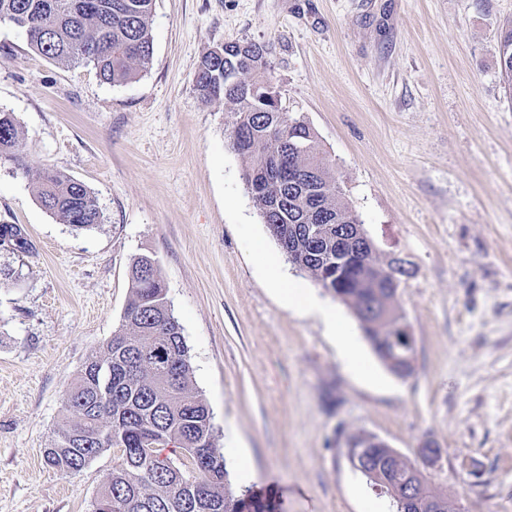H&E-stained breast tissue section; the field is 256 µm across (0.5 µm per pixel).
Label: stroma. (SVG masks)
Segmentation results:
<instances>
[{"mask_svg": "<svg viewBox=\"0 0 512 512\" xmlns=\"http://www.w3.org/2000/svg\"><path fill=\"white\" fill-rule=\"evenodd\" d=\"M512 0H155L153 56L123 84L38 54L0 23V111L23 148L0 156V512H91L113 451L79 475L43 450L70 420L62 394L122 323L129 270L152 257L188 346L235 494L283 512H388L349 438L411 460L462 512H512V90L500 35ZM259 43L290 115L318 137L380 260L404 257L398 301L416 339L401 378L344 304L290 263L354 335L374 371H346L318 316L261 273L280 257L231 146V103L195 90L201 58ZM83 182L105 215L76 231L37 198L39 174ZM247 452L256 480L237 479ZM13 255H23L30 252L31 244L25 229L19 224H0V249Z\"/></svg>", "mask_w": 512, "mask_h": 512, "instance_id": "stroma-1", "label": "stroma"}]
</instances>
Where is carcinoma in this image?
Returning <instances> with one entry per match:
<instances>
[{
	"instance_id": "carcinoma-1",
	"label": "carcinoma",
	"mask_w": 512,
	"mask_h": 512,
	"mask_svg": "<svg viewBox=\"0 0 512 512\" xmlns=\"http://www.w3.org/2000/svg\"><path fill=\"white\" fill-rule=\"evenodd\" d=\"M155 0H0V22L22 29L43 57L86 63L110 84L134 79L153 55L150 17ZM236 44L224 55L207 53L195 73V89L207 101L236 105L231 122L232 148L248 160L245 174L258 175L275 161L281 178L265 181L252 197L260 214L268 199L279 195L277 229L288 236L315 216L317 224L340 218L359 224L358 215L340 201L330 164L315 134L302 118L283 112L281 101L268 95L273 83L266 55L247 63L237 61ZM501 72L512 85V24L500 36ZM21 141L17 123L0 111V153L17 152ZM308 179L318 192L303 195L296 183ZM41 205L75 231L104 223L92 192L62 173L39 175ZM0 249L20 256L31 244L19 224H0ZM152 258L141 256L130 271L131 291L121 327L88 358L76 382L64 393L73 418L43 451L45 463L66 476L81 473L103 452L119 455L105 475L112 492L110 512H274L271 504L250 494L235 496L224 456L214 442L210 410L195 388L182 328ZM307 273L319 286L345 304L363 328L365 338L384 365L401 375L400 359L415 348L407 344L409 324L389 292L402 270L377 264L348 266L341 274L305 260ZM179 444L181 458L162 453ZM391 448L369 449L359 471L374 486L384 478L401 477L416 464ZM422 498L439 512H460L456 500L422 478Z\"/></svg>"
}]
</instances>
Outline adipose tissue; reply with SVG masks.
Listing matches in <instances>:
<instances>
[{"label": "adipose tissue", "instance_id": "ef3b65f1", "mask_svg": "<svg viewBox=\"0 0 512 512\" xmlns=\"http://www.w3.org/2000/svg\"><path fill=\"white\" fill-rule=\"evenodd\" d=\"M264 274L267 282L280 291L288 306L316 313L323 319L330 332L339 341L343 352V361L348 371L365 378L370 377V369L365 363L354 338L348 330L337 323L336 311L331 305L321 302L310 294L301 282L287 278L275 258L266 259Z\"/></svg>", "mask_w": 512, "mask_h": 512}]
</instances>
